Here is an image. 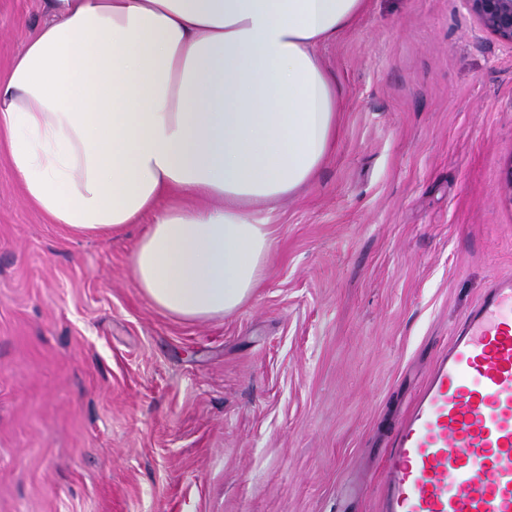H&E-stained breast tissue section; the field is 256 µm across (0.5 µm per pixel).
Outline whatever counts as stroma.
<instances>
[{"label": "stroma", "instance_id": "stroma-1", "mask_svg": "<svg viewBox=\"0 0 512 512\" xmlns=\"http://www.w3.org/2000/svg\"><path fill=\"white\" fill-rule=\"evenodd\" d=\"M0 0V81L48 21ZM314 52L336 143L236 313L181 320L130 275L145 224L80 236L0 144V512H375L436 356L512 275V47L463 0H369Z\"/></svg>", "mask_w": 512, "mask_h": 512}]
</instances>
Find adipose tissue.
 Returning <instances> with one entry per match:
<instances>
[{
    "label": "adipose tissue",
    "mask_w": 512,
    "mask_h": 512,
    "mask_svg": "<svg viewBox=\"0 0 512 512\" xmlns=\"http://www.w3.org/2000/svg\"><path fill=\"white\" fill-rule=\"evenodd\" d=\"M368 0H50L0 83V141L26 200L106 236L150 217L131 276L201 320L258 287L273 230L255 206L311 181L338 92L315 46Z\"/></svg>",
    "instance_id": "ef3b65f1"
}]
</instances>
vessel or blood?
Masks as SVG:
<instances>
[{
    "label": "vessel or blood",
    "mask_w": 512,
    "mask_h": 512,
    "mask_svg": "<svg viewBox=\"0 0 512 512\" xmlns=\"http://www.w3.org/2000/svg\"><path fill=\"white\" fill-rule=\"evenodd\" d=\"M380 512H512V276L438 356L397 429Z\"/></svg>",
    "instance_id": "vessel-or-blood-1"
}]
</instances>
